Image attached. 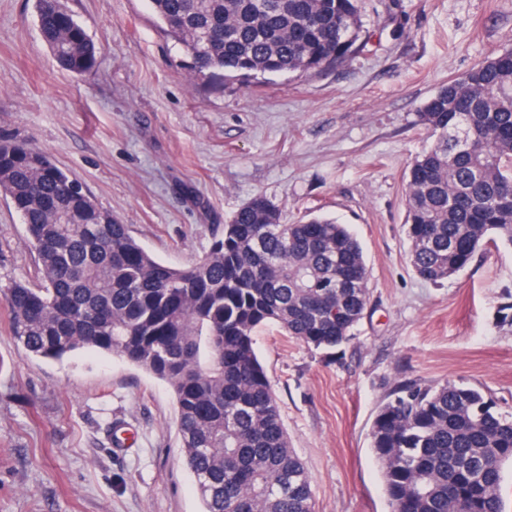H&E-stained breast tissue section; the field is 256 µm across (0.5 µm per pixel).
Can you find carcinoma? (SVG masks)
Here are the masks:
<instances>
[{"label":"carcinoma","mask_w":512,"mask_h":512,"mask_svg":"<svg viewBox=\"0 0 512 512\" xmlns=\"http://www.w3.org/2000/svg\"><path fill=\"white\" fill-rule=\"evenodd\" d=\"M192 59L195 79L308 73L362 46L359 0H148ZM59 68L93 70L98 48L64 0H36ZM432 143L406 174L410 262L439 282L491 240L512 244V48L448 80L420 112ZM0 196L26 226L38 284L0 291L14 339L32 355H119L173 389L179 437L203 512H312L255 351L275 324L315 349L351 337L367 306L363 250L336 221L280 223L262 196L183 267L154 257L41 149L0 140ZM465 239L470 255L449 242ZM390 512H504L512 416L481 389L406 383L371 431Z\"/></svg>","instance_id":"carcinoma-1"}]
</instances>
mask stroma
I'll return each mask as SVG.
<instances>
[{
	"label": "stroma",
	"instance_id": "1",
	"mask_svg": "<svg viewBox=\"0 0 512 512\" xmlns=\"http://www.w3.org/2000/svg\"><path fill=\"white\" fill-rule=\"evenodd\" d=\"M64 2L100 47L80 76L53 60L36 0H0L1 140L46 151L175 267L257 195L281 223L325 216L361 243L369 300L347 343L255 336L313 512H389L371 429L399 383L464 382L512 413V245L433 283L404 227L405 174L431 144L420 108L512 47V0H362L342 65L230 83L191 81L147 0ZM37 265L0 198V288ZM177 422L169 384L120 356L19 349L0 301V512H201Z\"/></svg>",
	"mask_w": 512,
	"mask_h": 512
}]
</instances>
